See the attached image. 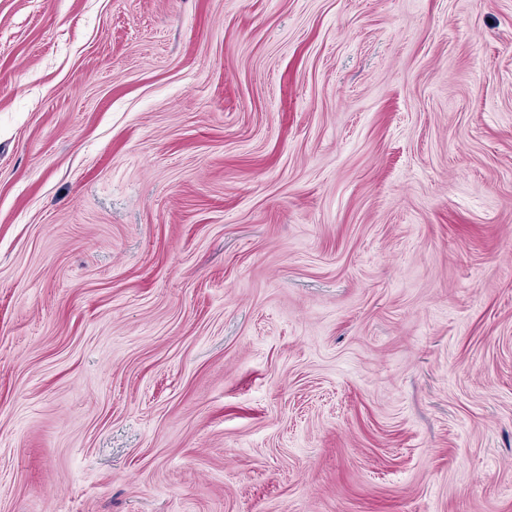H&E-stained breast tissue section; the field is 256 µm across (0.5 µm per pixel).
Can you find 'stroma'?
Segmentation results:
<instances>
[{"label":"stroma","instance_id":"obj_1","mask_svg":"<svg viewBox=\"0 0 512 512\" xmlns=\"http://www.w3.org/2000/svg\"><path fill=\"white\" fill-rule=\"evenodd\" d=\"M0 512H512V0H0Z\"/></svg>","mask_w":512,"mask_h":512}]
</instances>
